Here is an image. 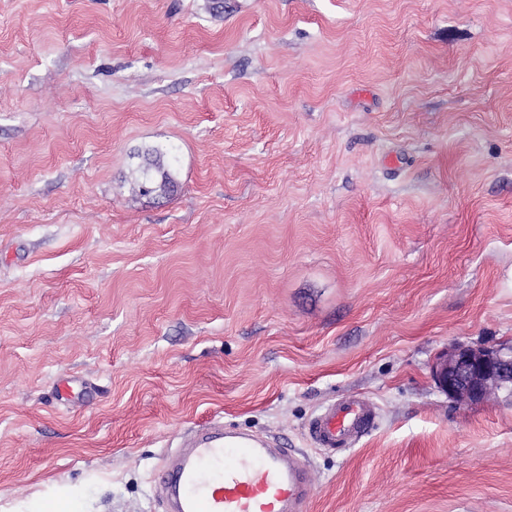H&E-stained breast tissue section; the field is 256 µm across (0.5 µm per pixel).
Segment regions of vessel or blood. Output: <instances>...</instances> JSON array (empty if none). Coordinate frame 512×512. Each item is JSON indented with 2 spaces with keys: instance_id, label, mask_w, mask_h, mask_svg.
Wrapping results in <instances>:
<instances>
[{
  "instance_id": "1",
  "label": "vessel or blood",
  "mask_w": 512,
  "mask_h": 512,
  "mask_svg": "<svg viewBox=\"0 0 512 512\" xmlns=\"http://www.w3.org/2000/svg\"><path fill=\"white\" fill-rule=\"evenodd\" d=\"M375 420L359 399L331 404L312 421L322 448L353 445ZM187 452L166 464L161 478L172 512H303L313 487L298 457L269 441L222 427H203Z\"/></svg>"
}]
</instances>
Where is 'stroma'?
I'll list each match as a JSON object with an SVG mask.
<instances>
[{
    "label": "stroma",
    "mask_w": 512,
    "mask_h": 512,
    "mask_svg": "<svg viewBox=\"0 0 512 512\" xmlns=\"http://www.w3.org/2000/svg\"><path fill=\"white\" fill-rule=\"evenodd\" d=\"M510 342L512 0H0V512H167L211 424L304 512H512V400L432 378ZM147 155L148 163L131 182V191L135 194L159 192L166 195L175 184L170 171L169 156L160 150H154ZM374 420L372 407L362 400L335 402L313 419L311 436L319 448H346L359 441Z\"/></svg>",
    "instance_id": "35a3bbf8"
}]
</instances>
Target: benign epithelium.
I'll use <instances>...</instances> for the list:
<instances>
[{
	"instance_id": "benign-epithelium-1",
	"label": "benign epithelium",
	"mask_w": 512,
	"mask_h": 512,
	"mask_svg": "<svg viewBox=\"0 0 512 512\" xmlns=\"http://www.w3.org/2000/svg\"><path fill=\"white\" fill-rule=\"evenodd\" d=\"M432 375L458 406L484 403L500 393L512 400V345H453L439 357Z\"/></svg>"
}]
</instances>
